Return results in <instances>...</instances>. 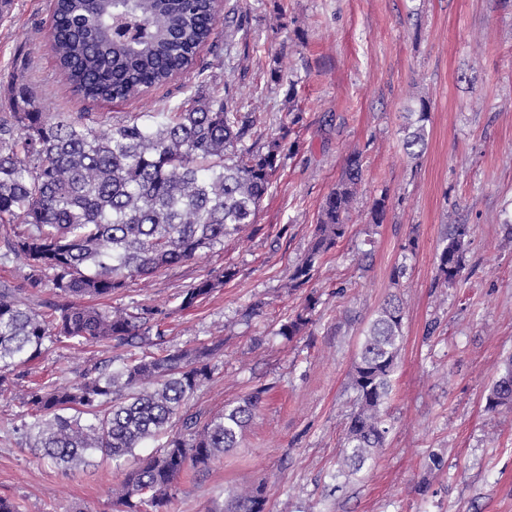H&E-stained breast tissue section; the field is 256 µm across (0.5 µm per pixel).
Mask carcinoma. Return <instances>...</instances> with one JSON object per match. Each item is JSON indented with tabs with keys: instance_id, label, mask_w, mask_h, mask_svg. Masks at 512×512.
<instances>
[{
	"instance_id": "cac0c4a2",
	"label": "carcinoma",
	"mask_w": 512,
	"mask_h": 512,
	"mask_svg": "<svg viewBox=\"0 0 512 512\" xmlns=\"http://www.w3.org/2000/svg\"><path fill=\"white\" fill-rule=\"evenodd\" d=\"M213 0H54L51 45L65 82L91 103L142 98L200 64L214 41ZM224 97L197 96L186 105L138 112L102 131L93 112L53 118L29 87H15L11 111L0 114V224H23L7 236L23 258L28 285L50 288L62 301L41 312L0 287V396L9 376L62 339L74 345L117 341L134 347L163 340L162 311L131 312L92 304L129 282L184 264L256 223L284 153L282 138H263L255 113ZM428 101L405 113L402 148L419 159L428 147ZM264 140L262 145L257 141ZM362 154L351 151L342 176L325 197L310 248L291 276L308 282L320 258L344 237L362 180ZM387 195L373 201L367 223H383ZM472 228L450 224L436 256V283L453 284L464 268ZM236 276L214 269L183 293L187 309ZM309 296L278 335L290 340L313 322ZM403 302L393 295L378 310L350 373L357 408L343 438L341 472L373 465L389 426L387 403L403 342ZM224 339L162 350L121 366L93 364L71 384L30 387L22 397L21 430L52 463L87 465L99 453L115 466L161 435L156 455L126 473L119 512H167L177 478L205 468L239 446L255 418L256 389L207 415L187 408L210 378ZM512 405V356L486 398V410ZM262 486L233 493L224 512H267Z\"/></svg>"
}]
</instances>
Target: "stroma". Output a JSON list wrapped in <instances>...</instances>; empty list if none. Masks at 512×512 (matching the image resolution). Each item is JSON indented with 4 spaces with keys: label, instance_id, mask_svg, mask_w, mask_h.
Segmentation results:
<instances>
[{
    "label": "stroma",
    "instance_id": "1",
    "mask_svg": "<svg viewBox=\"0 0 512 512\" xmlns=\"http://www.w3.org/2000/svg\"><path fill=\"white\" fill-rule=\"evenodd\" d=\"M241 26L219 24L201 67L144 99L89 104L62 81L50 43L51 0L0 9V113L28 84L48 112L102 114L111 124L194 96L231 91L252 105L287 151L257 221L185 264L131 282L111 306L162 309L163 345L213 337L224 349L194 409L216 414L264 389L238 448L176 481L169 512H219L235 488L265 484L269 512H512V407L486 396L512 355V0H238ZM231 51H224V44ZM283 81H274L273 68ZM430 104L428 149L408 159V106ZM363 179L346 235L293 288L320 206L351 150ZM387 196L383 223L373 201ZM474 228L458 280L435 281L446 225ZM234 280L193 307L183 292L214 269ZM403 277H396L397 269ZM405 306L404 340L388 403L390 432L377 463L339 474L350 370L363 333L391 295ZM313 322L278 336L306 297ZM127 346L50 345L0 398V497L19 512H116L125 473L159 448L150 441L122 468L94 456L66 470L32 447L19 404L32 381L78 378L90 363L121 364Z\"/></svg>",
    "mask_w": 512,
    "mask_h": 512
}]
</instances>
